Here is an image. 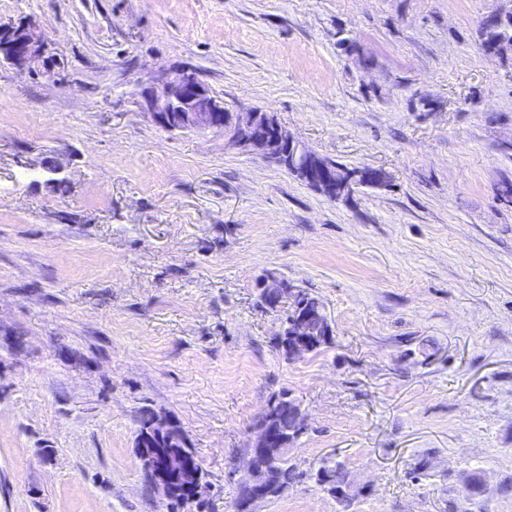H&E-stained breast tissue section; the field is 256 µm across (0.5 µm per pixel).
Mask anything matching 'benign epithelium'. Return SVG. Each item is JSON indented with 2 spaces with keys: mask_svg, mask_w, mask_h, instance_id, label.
<instances>
[{
  "mask_svg": "<svg viewBox=\"0 0 512 512\" xmlns=\"http://www.w3.org/2000/svg\"><path fill=\"white\" fill-rule=\"evenodd\" d=\"M486 25L503 26L512 23V11L503 8L491 10L484 18ZM47 33L34 22L0 26V64L23 72L48 69ZM143 107L152 121L169 132L212 129L224 130V139L235 147H245L260 154L301 182L316 187V192L331 199L349 198L355 189L376 187L387 181L386 172L380 168H356L348 176H341L323 158L305 143L291 135L273 113L254 111L231 115L226 112L224 101L209 90L196 72L178 67L163 79L145 86L141 93ZM263 295L278 302L291 304L288 315V351L290 357L299 358L310 353L311 346L319 339L318 315L302 305L293 304L296 288L285 279H272L262 284ZM168 422L157 415L151 418L150 434L136 437V458L141 464L150 486L171 499L174 492L173 478L169 472L156 467L154 453L149 451L150 437L166 430ZM278 442L275 435L266 430L265 416H260L251 429V449L246 462L243 480L255 490L263 489L268 474L260 462L263 446Z\"/></svg>",
  "mask_w": 512,
  "mask_h": 512,
  "instance_id": "1",
  "label": "benign epithelium"
}]
</instances>
